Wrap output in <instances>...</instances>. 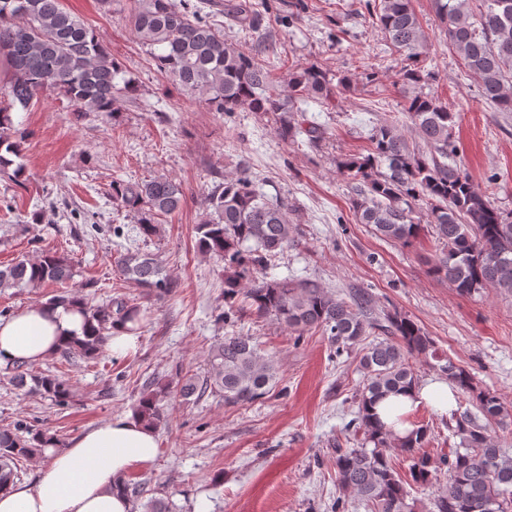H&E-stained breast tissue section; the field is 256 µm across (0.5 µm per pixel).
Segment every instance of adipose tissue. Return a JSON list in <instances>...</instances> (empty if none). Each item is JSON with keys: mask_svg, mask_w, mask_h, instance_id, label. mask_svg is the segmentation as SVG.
<instances>
[{"mask_svg": "<svg viewBox=\"0 0 512 512\" xmlns=\"http://www.w3.org/2000/svg\"><path fill=\"white\" fill-rule=\"evenodd\" d=\"M81 330V316L62 308L34 306L0 318V366L44 361L66 336ZM423 403L447 414L454 405L453 391L447 383L432 382L412 394L384 399L376 411L402 436L408 427L399 422V415ZM157 453L154 430L130 414L112 418L76 437L67 448L52 451L49 469L34 486L0 494V512H130L129 499L113 492L112 486L133 466L151 465Z\"/></svg>", "mask_w": 512, "mask_h": 512, "instance_id": "ef3b65f1", "label": "adipose tissue"}]
</instances>
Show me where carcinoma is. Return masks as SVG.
<instances>
[{"label":"carcinoma","mask_w":512,"mask_h":512,"mask_svg":"<svg viewBox=\"0 0 512 512\" xmlns=\"http://www.w3.org/2000/svg\"><path fill=\"white\" fill-rule=\"evenodd\" d=\"M473 17L466 0H434L435 11L465 67L479 79L481 97L499 112H512V0H481ZM370 18L376 20L395 51L408 64L401 71L405 86L414 87L433 78L424 68L426 38L411 0H366ZM228 16L250 31L258 22L249 0L229 5ZM130 19L140 41L153 51L163 71L187 95L200 96L216 112H264L273 116L274 131L283 142L304 133L315 147L326 131L304 125L295 118L299 104L311 100L327 111L336 108L350 78L334 76L318 66L288 71L271 59L274 51L258 42L247 52L224 39V32L209 21L202 7L189 0H131ZM0 60L10 71L7 102L0 103V149L19 156L24 133L13 129L11 110L27 109L50 87L75 106L77 112L111 116L123 94L137 91L135 80L125 77L109 49L62 0H0ZM405 117L430 148L424 155L400 132L395 121L372 127L363 151L337 162L350 187V206L359 223L372 226L379 237L411 244L421 225L412 220L417 209L426 210L427 223L440 245L432 274L448 280L462 294L493 287L512 292V218L478 190L469 172L457 163L452 129L456 113L437 98L414 92L406 97ZM112 201L136 219L139 233L157 235L161 220L182 210L186 193L170 177L142 181L114 180ZM210 210L197 226L198 246L224 261V320L240 310L259 317L273 316L296 334L295 341L314 332L329 336L339 355L366 336L377 340L359 360L364 374L355 394L356 410L345 431L360 438L356 448L336 447L333 467L338 495L332 512H346L349 493L365 502L370 512H414L408 503L410 487H430L446 475V487L425 505V512H512V456L492 444V433L512 422V405L478 386L474 376L451 358L438 356L433 339L410 316L397 310L377 313L371 296L355 290L336 297L311 279H269L264 276L272 259L294 242L296 207L288 198L268 196L256 188L248 168L224 177L204 197ZM124 275L157 295L175 288L161 262L152 254L128 251L118 260ZM77 270L70 257L45 250L36 261L19 260L0 268V288H41L58 285L42 305L72 307L84 318L82 335L73 337L58 354L68 361H96L108 336L117 330L135 332L144 309L132 300L117 299L94 306L69 284ZM434 359L439 370L459 394L475 403L482 414L454 415L448 425L460 439L439 461L422 453L430 438L424 425H414L398 436L372 413L373 404L388 394L418 384L410 360ZM214 373L182 379L179 393L200 399L220 393L224 404L252 403L268 396L276 380V366L263 358L244 336H226L210 352ZM9 381L57 405L73 398L69 380L62 374L36 375L31 363L18 361L7 367ZM168 387L152 383L134 408L144 423L159 428L165 415L159 405ZM63 445L57 437L35 425L17 423L0 428V492L12 489L21 465L45 456L48 448ZM406 455L409 477L394 469L387 448Z\"/></svg>","instance_id":"1"}]
</instances>
